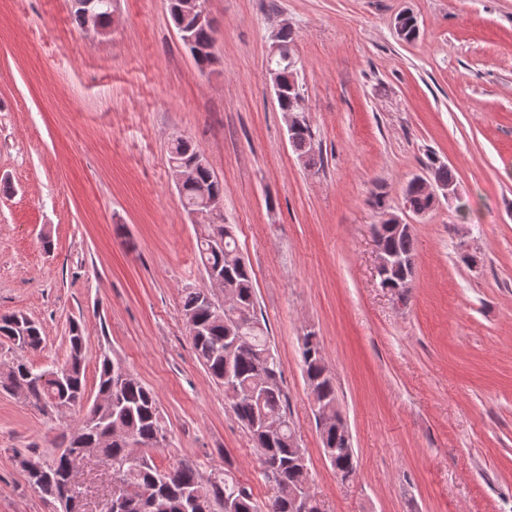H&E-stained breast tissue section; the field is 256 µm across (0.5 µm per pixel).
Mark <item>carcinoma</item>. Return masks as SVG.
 Wrapping results in <instances>:
<instances>
[{
    "instance_id": "carcinoma-1",
    "label": "carcinoma",
    "mask_w": 512,
    "mask_h": 512,
    "mask_svg": "<svg viewBox=\"0 0 512 512\" xmlns=\"http://www.w3.org/2000/svg\"><path fill=\"white\" fill-rule=\"evenodd\" d=\"M183 2L169 0V11L182 43L202 68L213 61L216 28L213 21H200L184 12ZM396 23L402 28V39L411 41L418 36V22L412 14H400ZM275 69L284 72V89L277 103L285 112L292 108L294 100L303 97L302 85L287 71L283 58L275 60ZM288 140L305 166L311 168L322 163L320 152L313 149L315 142L307 118H302L301 127ZM198 156L186 139L178 137L171 142L169 161L187 166L195 164ZM431 169L435 181L456 183L454 171L447 164L434 159ZM197 184L206 185L214 194L224 195V183L215 178L210 167L196 164L193 184L181 189L184 207L195 204ZM405 200L413 212L426 213L434 208L430 197L414 179L407 185ZM216 235L224 237L225 249L237 248L234 225L221 219L216 224L200 225L199 257L204 268L211 267L223 274V292L235 299L240 313L226 310L216 298L209 299L208 288L185 289L183 313L192 314L193 325L188 330L200 362L212 379L224 386L235 418L259 451L261 469L273 482L271 495L261 505L241 483L231 479L213 482L190 463L162 471L145 456L135 471H128V442L152 449L165 443L167 435L155 392L126 370L121 360L104 353L98 361V393L112 395L114 404L112 411L100 416L99 425L118 430L120 435L102 440L99 432L90 431L88 438L97 443L101 456L112 461V473L118 476L113 497L127 499L132 505L129 512H139L138 505L142 501L147 506L145 512H224V503L231 498L238 502L237 512H291L286 489L310 485L308 464L298 461L302 449L298 447L294 428L284 410L280 363L270 344L268 328L257 315L252 270L246 263L237 268H224V252L212 247V237ZM381 243L385 251L400 261V265L387 271L381 283L405 290L410 288L414 236L386 227ZM242 313L252 317L254 327L240 326ZM0 336L22 349L36 350L43 344L40 327L23 313L1 317ZM302 359L311 394L325 405L336 402L335 382L324 364L320 343L313 332L303 336ZM85 363L86 336L74 325L63 365L36 372L21 362L9 364L0 369V391L22 394L42 409L62 412L85 395ZM268 419L279 423V431L271 433L264 428ZM320 435L323 453L336 476L343 483L352 480L357 461L344 426L333 423L322 427ZM80 451L81 445L71 437L59 455L43 464L44 475L51 477L57 491H63L69 468Z\"/></svg>"
}]
</instances>
